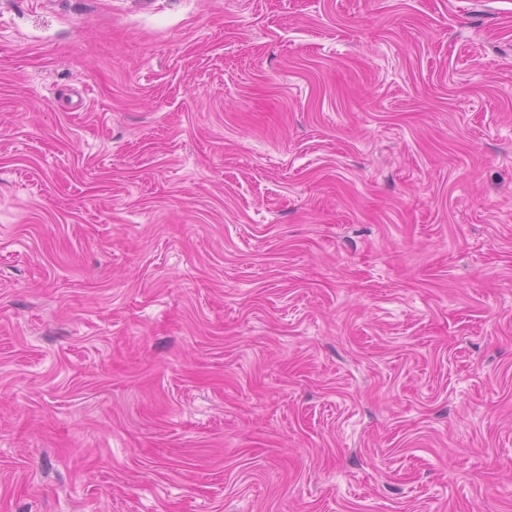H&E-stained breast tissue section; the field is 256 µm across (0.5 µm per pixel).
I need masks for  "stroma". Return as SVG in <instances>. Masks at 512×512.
Instances as JSON below:
<instances>
[{
    "label": "stroma",
    "instance_id": "35a3bbf8",
    "mask_svg": "<svg viewBox=\"0 0 512 512\" xmlns=\"http://www.w3.org/2000/svg\"><path fill=\"white\" fill-rule=\"evenodd\" d=\"M0 512H512V0H0Z\"/></svg>",
    "mask_w": 512,
    "mask_h": 512
}]
</instances>
